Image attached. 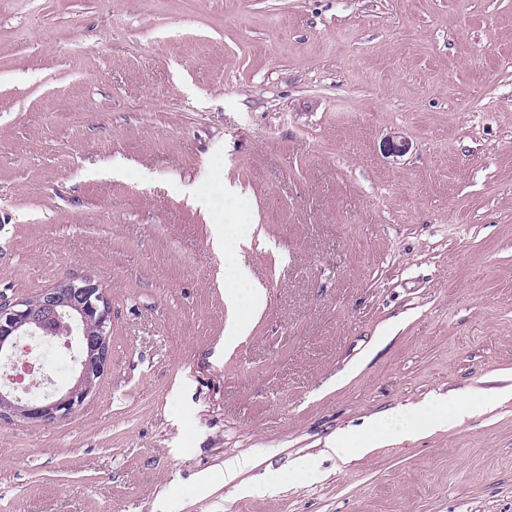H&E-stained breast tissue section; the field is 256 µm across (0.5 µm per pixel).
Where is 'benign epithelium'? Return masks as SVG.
<instances>
[{"instance_id":"benign-epithelium-1","label":"benign epithelium","mask_w":512,"mask_h":512,"mask_svg":"<svg viewBox=\"0 0 512 512\" xmlns=\"http://www.w3.org/2000/svg\"><path fill=\"white\" fill-rule=\"evenodd\" d=\"M110 305L104 291L88 277L63 281L41 292L36 304L0 298V357L13 356L17 340L37 336L47 341L67 338L75 348V373L65 389L22 399L16 389H0V420L15 416L52 425L83 406L94 382L110 360Z\"/></svg>"}]
</instances>
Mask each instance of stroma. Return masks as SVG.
Returning <instances> with one entry per match:
<instances>
[{"label": "stroma", "mask_w": 512, "mask_h": 512, "mask_svg": "<svg viewBox=\"0 0 512 512\" xmlns=\"http://www.w3.org/2000/svg\"><path fill=\"white\" fill-rule=\"evenodd\" d=\"M77 276L110 365L0 512H512V0H0V298ZM463 413V407L456 404L455 407L448 408V403L447 405L431 409L421 414L417 413V419L409 430V434H413L423 428H434L443 425L448 423V420L460 419ZM380 426L381 421L375 420L372 427V435L370 437H363L351 433L338 434L327 443V449L335 455L345 454L349 448L354 447H358L367 452L374 447V440L376 438V433L380 430ZM357 444L359 445L356 446Z\"/></svg>", "instance_id": "stroma-1"}]
</instances>
